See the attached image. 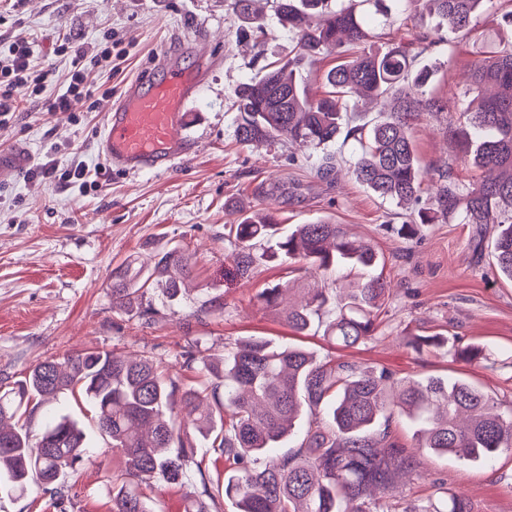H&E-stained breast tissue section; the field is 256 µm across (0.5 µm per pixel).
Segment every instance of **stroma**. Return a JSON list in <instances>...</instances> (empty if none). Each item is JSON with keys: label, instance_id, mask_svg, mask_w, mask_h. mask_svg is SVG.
<instances>
[{"label": "stroma", "instance_id": "35a3bbf8", "mask_svg": "<svg viewBox=\"0 0 512 512\" xmlns=\"http://www.w3.org/2000/svg\"><path fill=\"white\" fill-rule=\"evenodd\" d=\"M233 3L0 0V45L29 40L35 64L52 72L48 93L68 85L69 63L54 51L59 34L90 47L109 31L126 48L122 58L84 67V84L98 95L97 107L81 99L68 112H40L28 89L18 87L13 96L19 112L0 122V149L21 144L28 151L24 168L0 180V380L18 379L41 360L99 348L150 356L190 384L194 374L182 367L183 351L192 350L202 361L236 342L262 337L320 357L383 367L397 379L461 377L501 403L512 402V281L499 275L489 252L497 225L440 222L405 239L394 229L397 206L350 177L320 178L306 150L282 140L237 142L234 89L263 66L288 59L295 41L276 22V0L258 4L267 24L259 44L241 35L243 22ZM424 24L438 31L442 42L417 62L433 70L430 94L448 109L422 111L413 120L421 168L430 180L450 167L459 179L479 183L483 171L461 161L448 128L460 126L483 97L481 90H466L464 73L483 59L486 43L512 42V26L482 22L471 34H453L429 13ZM191 40L210 46L209 60L185 51ZM173 48L182 68L202 71L205 78L189 105L192 152L163 172L112 168L100 149L109 99L104 90L120 97L157 55ZM50 159L63 169L84 164L92 185L29 176V169ZM271 209L283 230L330 220L376 248L390 296L371 340L342 347L318 333L294 334L280 310L261 302L259 295L269 286L305 282L307 274L297 263L273 260L249 276L235 275L230 225ZM173 249L192 258L182 296L170 302L156 288L126 309L113 308L112 273L119 265L150 264ZM145 303L157 311L149 324L140 315ZM205 303L211 311L198 318ZM435 334L452 345H488L491 356L470 364L443 350L412 347L414 338ZM57 410L83 427L95 452L93 462L67 483V512H109L108 490L124 470L122 455L99 433L84 398L65 396ZM200 489L193 471L185 485L156 478L143 493L154 512H181L185 492ZM450 490L464 494L472 512H512V454L491 466L421 455L419 476L384 499L390 512H401Z\"/></svg>", "mask_w": 512, "mask_h": 512}]
</instances>
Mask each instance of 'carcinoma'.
Instances as JSON below:
<instances>
[{
    "mask_svg": "<svg viewBox=\"0 0 512 512\" xmlns=\"http://www.w3.org/2000/svg\"><path fill=\"white\" fill-rule=\"evenodd\" d=\"M243 19L253 23L255 39L265 36L252 0H236ZM494 0H279L278 22L294 33L296 51L284 61L266 65L262 77L235 90L236 138L243 144L285 139L312 149L343 139L354 152L344 161L335 154L319 157L322 177L341 167L378 197L398 205L417 203L424 173L416 152L412 122L420 110L443 112L445 105L427 95L432 73L415 67L409 44L385 51L372 48L381 31L404 15L429 11L448 28L476 30L477 10ZM337 64L325 75L326 90L310 95L303 67L324 56ZM475 88L492 85L496 92L467 113L464 128H448L461 153L486 172L478 184H465L452 170L438 174L432 206L397 228L413 236L420 224L460 220L464 224H497L491 257L512 280V44L493 48L468 76ZM362 92L386 99L389 109L363 124H348L349 97ZM268 214L245 216L230 229L233 262L247 275L261 260L280 257L303 263L324 275L339 266L368 271L355 288L337 292L317 282L292 290L276 284L261 294L268 307L288 302L285 320L299 334L314 330L330 316L324 338L354 346L374 335L375 314L390 288L373 274L380 265L369 245L352 241L339 224H298L277 234ZM191 272L189 257L177 250L163 254L150 272L127 263L113 273L112 306L125 309L151 288L175 298ZM478 343L454 348L452 356L467 363L487 358ZM193 368L194 355L183 354ZM195 369V368H193ZM194 385L183 388L158 370L150 357H128L108 350H81L61 360H43L20 379L0 383V484L23 497L39 489L55 508L66 512L67 478L93 460L85 432L67 415L45 414L33 437L39 407L67 393H81L94 409L99 432L125 458V476L112 480V512H151L139 490L154 478L180 485L195 466L203 490L185 494L183 512H212L207 501L222 495L238 512H391L381 494L402 475L419 471L414 452L390 435L393 407L418 426L417 450L464 461L493 463L512 451V406L469 380L425 376L394 385L385 369L325 357L291 345L276 346L251 338L195 369ZM308 414L298 448L276 455L274 449L297 432ZM210 441L216 457L232 474L211 490L202 461L196 459L192 433ZM402 512H471L469 501L449 493L438 501L413 504Z\"/></svg>",
    "mask_w": 512,
    "mask_h": 512,
    "instance_id": "1",
    "label": "carcinoma"
}]
</instances>
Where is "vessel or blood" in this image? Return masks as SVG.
I'll list each match as a JSON object with an SVG mask.
<instances>
[{
  "instance_id": "b4317fda",
  "label": "vessel or blood",
  "mask_w": 512,
  "mask_h": 512,
  "mask_svg": "<svg viewBox=\"0 0 512 512\" xmlns=\"http://www.w3.org/2000/svg\"><path fill=\"white\" fill-rule=\"evenodd\" d=\"M201 83V74L185 71L171 55L158 57L153 71L128 85L105 113L101 150L108 162L161 171L185 155L181 132Z\"/></svg>"
}]
</instances>
